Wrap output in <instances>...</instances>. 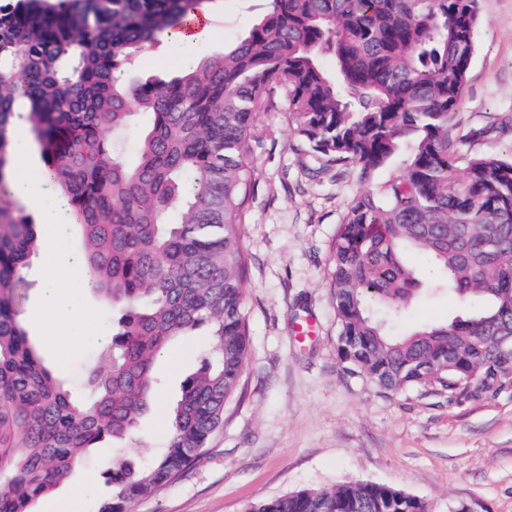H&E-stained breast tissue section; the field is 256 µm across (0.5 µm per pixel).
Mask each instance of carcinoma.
Returning a JSON list of instances; mask_svg holds the SVG:
<instances>
[{"instance_id":"obj_1","label":"carcinoma","mask_w":512,"mask_h":512,"mask_svg":"<svg viewBox=\"0 0 512 512\" xmlns=\"http://www.w3.org/2000/svg\"><path fill=\"white\" fill-rule=\"evenodd\" d=\"M203 0H7L0 3V512L67 483L89 448L126 441L158 388L155 362L202 330L201 367L183 382L165 448L117 460L97 512H129L204 455L244 370L249 325L240 225L253 168L249 137L273 88L289 125L364 189L331 246L329 288L342 368L382 394L435 387L460 405L512 384V159L448 142L475 54L479 0H267L247 33L168 83L127 67L177 36ZM330 56L334 68L323 64ZM150 116L136 160L118 136ZM37 135L46 179L74 207L84 270L115 312L104 365L82 390L46 367L22 321L40 250L36 225L8 200L10 134ZM409 146L379 191L373 175ZM409 251L442 268L468 315L400 335L419 294ZM248 512H429L389 485L306 488Z\"/></svg>"}]
</instances>
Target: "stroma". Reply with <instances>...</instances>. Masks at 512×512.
<instances>
[{"label": "stroma", "instance_id": "stroma-1", "mask_svg": "<svg viewBox=\"0 0 512 512\" xmlns=\"http://www.w3.org/2000/svg\"><path fill=\"white\" fill-rule=\"evenodd\" d=\"M206 54H220L249 28L261 0H210ZM477 49L461 104L448 119V140L459 160L479 154L512 157V0H480ZM185 64L164 39L135 57L131 76L169 79ZM269 109L250 134L254 169L240 229L247 255L244 307L250 346L240 387L206 455L179 479L130 512H247L251 505L304 488L345 481L395 486L424 499L430 512H512V397L452 406L445 394L380 395L365 379L345 374L337 355L338 323L328 286L330 249L361 186L354 170L322 168L288 125V98L271 90ZM20 214L38 223L57 248L30 259L34 285L23 319L30 340L57 376L81 386L105 337L112 334L108 304L87 276L65 279L62 292L79 295L82 316L54 329L40 325L45 271L61 257L81 256L70 201L59 225L45 226L33 207ZM411 263L427 276L424 290L396 323L407 333L425 323L463 315L439 286L434 262ZM315 320L314 335L297 326ZM209 347L203 333L188 336L157 361L162 384L134 437L91 449L75 478L55 499L78 492L79 512H96L113 459L147 461L164 447L167 414L184 379Z\"/></svg>", "mask_w": 512, "mask_h": 512}]
</instances>
